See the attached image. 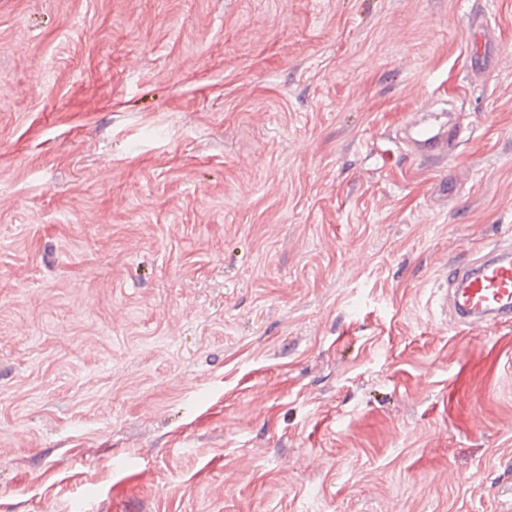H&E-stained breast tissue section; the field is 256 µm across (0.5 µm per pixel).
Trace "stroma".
<instances>
[{
  "label": "stroma",
  "mask_w": 512,
  "mask_h": 512,
  "mask_svg": "<svg viewBox=\"0 0 512 512\" xmlns=\"http://www.w3.org/2000/svg\"><path fill=\"white\" fill-rule=\"evenodd\" d=\"M498 246L512 0H0V512H512ZM436 115L430 121L414 126L407 136L409 152L414 157L445 161L448 158V140L458 133L457 125L449 126L447 114ZM443 305L453 324L480 330L490 321L512 323V251L494 248L458 264L446 279Z\"/></svg>",
  "instance_id": "35a3bbf8"
}]
</instances>
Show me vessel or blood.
<instances>
[{
	"label": "vessel or blood",
	"instance_id": "obj_1",
	"mask_svg": "<svg viewBox=\"0 0 512 512\" xmlns=\"http://www.w3.org/2000/svg\"><path fill=\"white\" fill-rule=\"evenodd\" d=\"M457 132V126L438 117L416 125L407 137L409 152L420 159L447 160L448 140ZM443 305L460 328L512 323V250L495 248L457 265L446 280Z\"/></svg>",
	"mask_w": 512,
	"mask_h": 512
}]
</instances>
